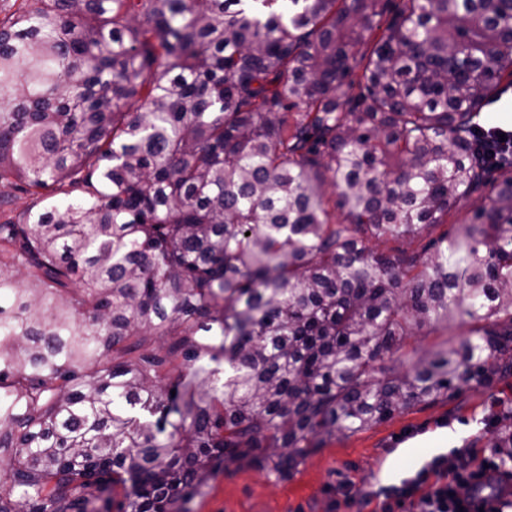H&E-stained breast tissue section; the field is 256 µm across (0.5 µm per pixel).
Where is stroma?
<instances>
[{
	"mask_svg": "<svg viewBox=\"0 0 512 512\" xmlns=\"http://www.w3.org/2000/svg\"><path fill=\"white\" fill-rule=\"evenodd\" d=\"M512 400V378L474 386L452 402L421 404L364 431L339 436L309 454L296 472L278 479L253 465L226 463L193 512H330L336 485L353 497L399 482L434 455L440 433L449 448L488 451L497 432L490 418Z\"/></svg>",
	"mask_w": 512,
	"mask_h": 512,
	"instance_id": "obj_1",
	"label": "stroma"
}]
</instances>
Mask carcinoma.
Listing matches in <instances>:
<instances>
[{
    "label": "carcinoma",
    "instance_id": "obj_1",
    "mask_svg": "<svg viewBox=\"0 0 512 512\" xmlns=\"http://www.w3.org/2000/svg\"><path fill=\"white\" fill-rule=\"evenodd\" d=\"M380 2L0 0V512H192L227 460L512 377V150L476 139L512 0H401L363 51ZM488 200H483L482 198H477V195L472 197L469 200H464L461 203L458 204V206L454 209H452L448 213V223L447 224H441L433 229L430 230L429 235L427 233H424L423 238L417 242H415L412 247L413 248H420L423 246L426 242H428L431 238H436L442 233L446 232L448 230V233H451L454 230L453 224H463L467 222L473 214V210L476 208H479L480 206L484 204H488Z\"/></svg>",
    "mask_w": 512,
    "mask_h": 512
}]
</instances>
